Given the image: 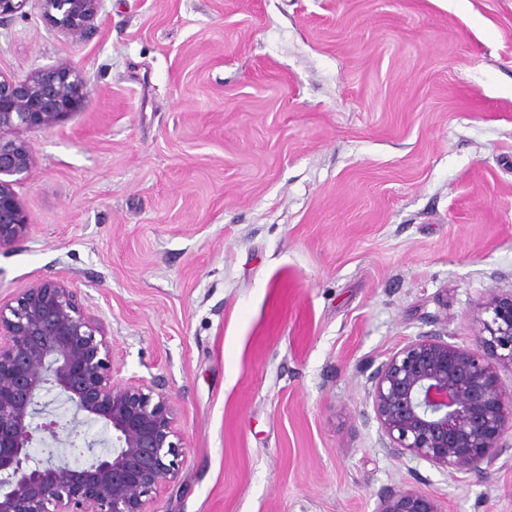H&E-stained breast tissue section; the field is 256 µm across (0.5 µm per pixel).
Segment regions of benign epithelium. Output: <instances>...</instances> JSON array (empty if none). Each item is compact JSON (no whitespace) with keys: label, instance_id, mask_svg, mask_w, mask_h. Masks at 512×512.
Segmentation results:
<instances>
[{"label":"benign epithelium","instance_id":"7a95c632","mask_svg":"<svg viewBox=\"0 0 512 512\" xmlns=\"http://www.w3.org/2000/svg\"><path fill=\"white\" fill-rule=\"evenodd\" d=\"M28 0H0V25ZM104 0H41L44 18L74 42L97 28ZM68 62L24 80L0 75V249L31 233L15 191L33 168L22 128L51 130L90 96ZM112 342L64 279H42L0 304V512H151L152 494L175 473L181 437L176 409L161 385L114 379ZM512 367V292L478 308L474 344L421 335L371 374L375 418L389 451L450 472L477 471L512 434V388L497 366ZM52 387L76 415L112 427V450L73 465L29 466L42 392ZM376 512H442L411 489L379 497Z\"/></svg>","mask_w":512,"mask_h":512}]
</instances>
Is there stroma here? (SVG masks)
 Instances as JSON below:
<instances>
[{
	"label": "stroma",
	"mask_w": 512,
	"mask_h": 512,
	"mask_svg": "<svg viewBox=\"0 0 512 512\" xmlns=\"http://www.w3.org/2000/svg\"><path fill=\"white\" fill-rule=\"evenodd\" d=\"M71 62L90 97L22 129L33 226L0 303L68 279L114 377L182 436L151 512H512V446L451 473L384 446L371 372L469 345L512 291V0H104L74 42L37 0L0 75ZM375 512H443L435 498L411 489H398L379 497Z\"/></svg>",
	"instance_id": "35a3bbf8"
}]
</instances>
